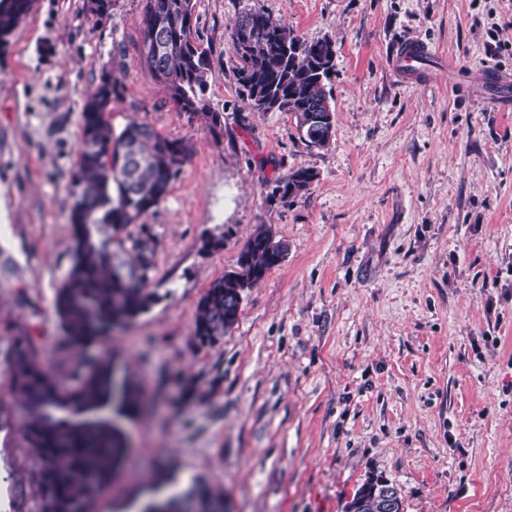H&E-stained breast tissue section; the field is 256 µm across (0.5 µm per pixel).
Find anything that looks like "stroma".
<instances>
[{
	"mask_svg": "<svg viewBox=\"0 0 512 512\" xmlns=\"http://www.w3.org/2000/svg\"><path fill=\"white\" fill-rule=\"evenodd\" d=\"M212 51L206 92L222 129L182 111L140 58L148 0H35L0 48V512H40V473L10 393L6 354L31 336L66 379L81 353L142 390L126 422L134 467L90 505L112 512L138 474L173 464L223 490L233 512H343L368 476L404 512H512V110L478 74L512 75V0H193ZM261 10L331 40L335 135L307 147L288 112L238 95L229 34ZM445 58L429 85L398 82L403 38ZM118 80L114 132L151 125L193 151L141 224L111 232L112 259L148 240V311L87 351L64 345L57 289L73 249L72 175L82 108ZM317 178L280 200L274 181ZM260 229L287 246L242 295L234 326L199 346L200 299ZM221 247H204L206 239ZM315 176V173L309 168H298L288 175L278 178L276 180V185L273 188L271 195L272 197H276L277 195L281 200H286L291 196H297L302 192H306L309 190V186L311 185L308 180ZM295 177H300V181L291 182V179ZM299 180V178H295ZM293 186L295 190L290 193L289 188Z\"/></svg>",
	"mask_w": 512,
	"mask_h": 512,
	"instance_id": "35a3bbf8",
	"label": "stroma"
}]
</instances>
